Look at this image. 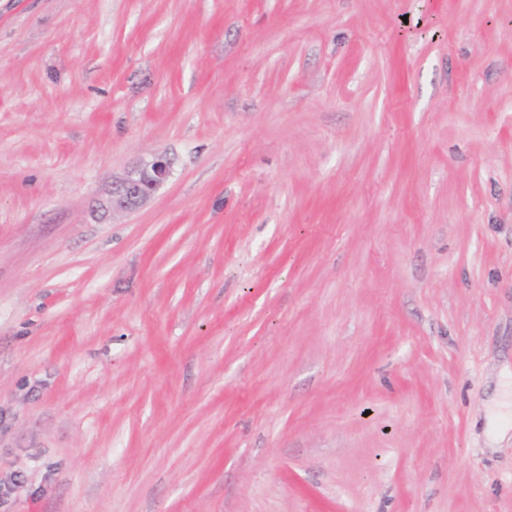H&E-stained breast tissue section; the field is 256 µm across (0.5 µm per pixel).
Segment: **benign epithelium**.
<instances>
[{
  "label": "benign epithelium",
  "mask_w": 512,
  "mask_h": 512,
  "mask_svg": "<svg viewBox=\"0 0 512 512\" xmlns=\"http://www.w3.org/2000/svg\"><path fill=\"white\" fill-rule=\"evenodd\" d=\"M170 173L171 163L163 156L143 161L112 181L108 198L100 202V208L106 212L140 208L168 180Z\"/></svg>",
  "instance_id": "1"
}]
</instances>
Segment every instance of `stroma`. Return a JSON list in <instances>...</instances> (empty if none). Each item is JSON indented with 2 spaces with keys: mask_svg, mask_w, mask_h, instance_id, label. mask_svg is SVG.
Wrapping results in <instances>:
<instances>
[{
  "mask_svg": "<svg viewBox=\"0 0 512 512\" xmlns=\"http://www.w3.org/2000/svg\"><path fill=\"white\" fill-rule=\"evenodd\" d=\"M0 486L512 512V0H0ZM170 173L171 163L164 156L143 161L113 179L108 198L99 202L100 208L105 212L140 208L168 180Z\"/></svg>",
  "mask_w": 512,
  "mask_h": 512,
  "instance_id": "1",
  "label": "stroma"
}]
</instances>
